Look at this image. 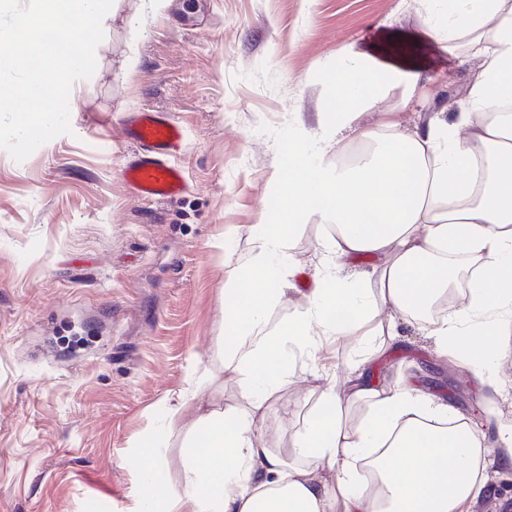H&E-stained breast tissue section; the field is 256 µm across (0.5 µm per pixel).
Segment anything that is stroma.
<instances>
[{"instance_id":"stroma-1","label":"stroma","mask_w":512,"mask_h":512,"mask_svg":"<svg viewBox=\"0 0 512 512\" xmlns=\"http://www.w3.org/2000/svg\"><path fill=\"white\" fill-rule=\"evenodd\" d=\"M427 0H120L104 22L91 78L71 91L70 133L23 162L0 150V512H137L140 443L158 437L159 478L181 483L192 417L170 423L178 396L200 391L207 408L242 402L224 377V280L254 255L251 225L266 215L267 184L283 149L305 127L315 159L335 167L365 143L346 131L321 142L333 97L330 73L354 53L414 46L412 65L432 80L411 100L400 90L369 109L409 124L417 113L456 111L478 58L415 39ZM138 64L126 69L127 56ZM167 113L183 130L171 161L187 189L155 201L134 196L121 171L132 154L120 123ZM331 233L306 218L291 241L312 287ZM232 258H225V250ZM426 323L366 322L359 335L322 337L326 365L345 369L380 347L366 372L403 375L453 402L488 432L490 413L469 376L440 358ZM299 357L293 383L271 397L255 433L290 454L320 404Z\"/></svg>"}]
</instances>
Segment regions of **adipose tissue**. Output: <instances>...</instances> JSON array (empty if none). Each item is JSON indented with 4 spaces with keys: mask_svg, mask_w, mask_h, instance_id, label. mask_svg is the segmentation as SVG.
<instances>
[{
    "mask_svg": "<svg viewBox=\"0 0 512 512\" xmlns=\"http://www.w3.org/2000/svg\"><path fill=\"white\" fill-rule=\"evenodd\" d=\"M431 2L423 37L482 59L458 112L434 109L408 132L391 121L365 127V110L387 90L413 92L430 75L391 54L355 56L333 74L323 141L348 129L375 151L333 169L314 160L303 135L289 139L267 218L249 230L252 264L224 281V376L243 403L209 410L191 393L170 407L171 421L193 416L197 433L178 488L143 479L145 512H481L491 469L512 468V419L497 420L491 439L445 400L402 378L372 382L358 368L312 371L321 406L296 441L294 464L252 433L292 379L296 355L316 354L319 337L355 335L369 319H427L456 256L479 260L478 278L428 334L480 391H499L501 339L512 335V0ZM313 214L334 232L304 292L288 249ZM361 255L377 261L374 287L343 270ZM287 304L294 316L270 327L269 313ZM362 404L366 413L341 426Z\"/></svg>",
    "mask_w": 512,
    "mask_h": 512,
    "instance_id": "1",
    "label": "adipose tissue"
}]
</instances>
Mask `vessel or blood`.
<instances>
[{"label": "vessel or blood", "mask_w": 512, "mask_h": 512, "mask_svg": "<svg viewBox=\"0 0 512 512\" xmlns=\"http://www.w3.org/2000/svg\"><path fill=\"white\" fill-rule=\"evenodd\" d=\"M121 132L133 148L123 179L136 196L164 200L186 190L182 170L170 161L180 147L182 131L165 113L142 111L125 117Z\"/></svg>", "instance_id": "1"}]
</instances>
